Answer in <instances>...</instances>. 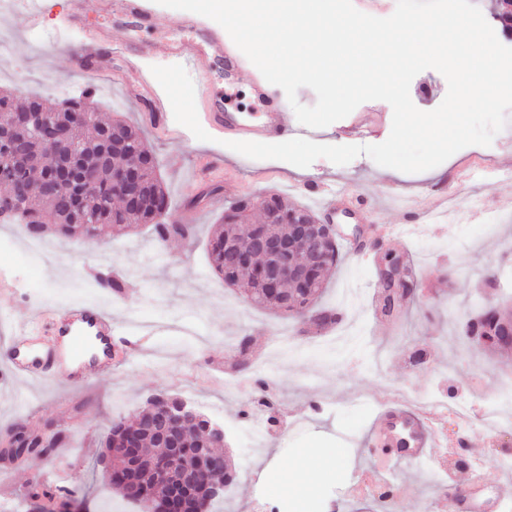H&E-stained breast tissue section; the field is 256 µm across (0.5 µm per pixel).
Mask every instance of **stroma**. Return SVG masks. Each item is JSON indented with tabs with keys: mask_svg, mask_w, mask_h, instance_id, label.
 <instances>
[{
	"mask_svg": "<svg viewBox=\"0 0 512 512\" xmlns=\"http://www.w3.org/2000/svg\"><path fill=\"white\" fill-rule=\"evenodd\" d=\"M157 20L143 31L101 17L96 0H84V27H71L72 0H43L41 22L29 27L19 11L0 23V91L39 97L53 107L67 97L90 95L103 117L136 127L157 160L156 173L167 189L173 220L194 212L195 238L172 236L156 245L150 225L120 237L104 235L100 247L78 238L49 237L51 256L29 252L18 226L0 224V371L8 365V344L17 327L36 314L71 303L111 311L128 325L137 352L117 358L111 371L95 372L79 386L57 379L31 383L0 378V438L9 424L34 430L55 422L63 446L52 459L0 463V503L25 504L34 477L52 484L72 479L84 486L86 512H143L110 487L97 457L115 420L132 419L147 397L174 391L224 425L228 461L236 479L224 492L216 512H273L282 495L261 479V461L289 464L302 452L338 455V468L321 472L307 492L315 512H454L458 487L479 486L494 501V512H512V491L501 478L503 461L512 459V431L462 424L453 413L439 414L435 437L439 448L429 469L392 462L373 437L383 402L413 404L437 395L464 401L473 416L499 393L498 379L512 375V359L480 346L464 345L454 322L480 292L481 267L501 269V285L492 302H512V210L498 198L512 189V110L508 123L490 146L465 147L435 173H403L361 155L337 165L325 158L299 168L274 159L247 158L224 146V130L212 125L213 97L228 109L258 113L252 87L261 72L215 21L196 16V35L219 40L236 61L233 89L224 87V71L213 66L211 94L196 95L205 141L184 132L166 141L146 119L167 95L151 72L172 64L166 42L180 36L187 13L144 0ZM107 30L112 65L129 70L142 86L140 99L128 98L120 86L93 81L73 62L72 52L94 31ZM132 40L151 42L145 54L126 51ZM222 161L210 180L189 184L202 155ZM316 181L323 190L350 192L370 199L376 223L389 226L391 237L381 250L361 238V212L337 214L343 259L327 274L319 306L339 315L321 333L308 331L300 319L247 302L227 287L208 264L212 229L224 211L260 193L280 194L291 207L316 210L314 198L297 188ZM403 259L417 282L414 300L385 313L371 304L379 287L385 253ZM107 270L122 282V292L88 293L79 281ZM250 339L252 360L239 367L238 344ZM265 420L259 446L246 441L252 417ZM479 455L477 467L457 465L461 444Z\"/></svg>",
	"mask_w": 512,
	"mask_h": 512,
	"instance_id": "stroma-1",
	"label": "stroma"
}]
</instances>
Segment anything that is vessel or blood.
<instances>
[{
	"mask_svg": "<svg viewBox=\"0 0 512 512\" xmlns=\"http://www.w3.org/2000/svg\"><path fill=\"white\" fill-rule=\"evenodd\" d=\"M100 3L113 15L131 20L140 28L154 26V18L143 9L141 0H100ZM168 52L182 66L197 73L203 72L208 65L206 56L191 41H175L169 45ZM111 58L112 44L104 37L84 45L76 61L87 73L107 75L111 72ZM253 94L264 106L260 122L225 111L220 102L215 105L213 121L252 142H284L301 135V128L286 124L282 107L269 87L255 85ZM122 333V327L113 321L111 313L101 308L88 305L61 307L52 320L47 340L38 338L33 325L19 327L10 340L9 371L13 376L26 380L56 376L74 385L81 384L94 370L111 369L112 339ZM87 336L100 342L101 353L93 357L91 364L79 366L75 360L82 355L83 339ZM433 421V412L424 406L401 408L391 404L384 408L377 426L395 434L397 462L412 464L422 457L432 456L437 446L431 430ZM456 509L457 512H489L490 501L472 489L459 495Z\"/></svg>",
	"mask_w": 512,
	"mask_h": 512,
	"instance_id": "b4317fda",
	"label": "vessel or blood"
}]
</instances>
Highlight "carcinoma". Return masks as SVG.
<instances>
[{
  "mask_svg": "<svg viewBox=\"0 0 512 512\" xmlns=\"http://www.w3.org/2000/svg\"><path fill=\"white\" fill-rule=\"evenodd\" d=\"M88 98L66 100L60 107L49 110L36 100L19 103L6 93H0V111L44 112L58 126L55 143L44 151L34 138L30 127H16L12 136L0 139V189L6 195H22L23 205L10 216L1 217V224H15L26 235L29 227L45 224L50 217L55 230L63 237L83 238L100 242L106 228L119 235L134 224H151L158 243L166 242L171 233L189 236L191 224H168L162 211L169 208L168 197L155 172L154 157L140 134L122 120L105 121L98 112L90 113L85 121L77 123L74 114L83 110ZM20 146L26 147L35 157V164L27 169L12 166L8 158ZM64 161L75 171L66 188V195L59 199L51 195L48 186L58 176V163ZM140 163L144 182V198L137 210H128L125 204L115 205L112 196V169ZM271 205L263 221L254 226L252 233L286 235L295 221L318 222L310 211L288 208L279 196L270 195ZM245 204H236L224 212L223 227L211 237L209 260L214 273L230 287H243L251 304L278 310L289 316L300 312H316V305L324 288V274L340 260V247L336 239L320 238V267L313 271L309 287L297 289L292 284L283 286L274 297L259 280L248 279L242 270L227 265L225 246L241 241L239 224ZM512 321L509 308L488 309L479 298L470 302V312L459 318L460 336L487 349L506 353L512 343L503 341L504 325ZM186 448H212L210 434L200 425H192L182 433ZM60 490L40 482L29 485L28 497L51 501Z\"/></svg>",
  "mask_w": 512,
  "mask_h": 512,
  "instance_id": "carcinoma-1",
  "label": "carcinoma"
}]
</instances>
